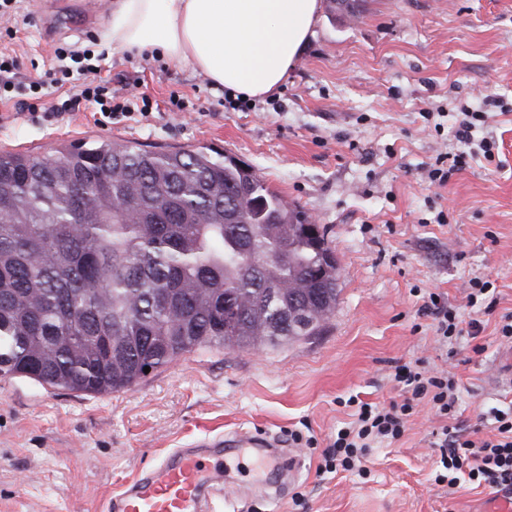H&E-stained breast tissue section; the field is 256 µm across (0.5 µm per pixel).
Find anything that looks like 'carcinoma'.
Instances as JSON below:
<instances>
[{
    "label": "carcinoma",
    "mask_w": 512,
    "mask_h": 512,
    "mask_svg": "<svg viewBox=\"0 0 512 512\" xmlns=\"http://www.w3.org/2000/svg\"><path fill=\"white\" fill-rule=\"evenodd\" d=\"M338 280L324 229L231 155L0 152L1 377L119 392L200 348L317 334Z\"/></svg>",
    "instance_id": "obj_1"
}]
</instances>
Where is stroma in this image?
I'll use <instances>...</instances> for the list:
<instances>
[{"label": "stroma", "instance_id": "obj_1", "mask_svg": "<svg viewBox=\"0 0 512 512\" xmlns=\"http://www.w3.org/2000/svg\"><path fill=\"white\" fill-rule=\"evenodd\" d=\"M111 10L112 0H0L15 33L0 49L23 58L19 84L53 69L55 48H89L113 87L132 93L130 114L103 124L84 107L46 122L0 104V151L53 154L104 138L230 153L325 229L338 303L317 335L261 350L197 349L123 392L83 395L0 377V512H107L173 449L305 426L317 445L294 449L297 473L284 493L275 461L228 456L213 512H487L499 489L434 484L439 421L427 410L399 443L373 450L367 478L321 476L317 466L348 418L346 399L398 398L399 361L456 373L462 418L482 431L490 426L481 413L512 404V390L494 383L505 346L495 327L512 312V113L494 106L512 104V0H365L355 21L321 16L280 88L244 110L225 108L223 90L202 74L108 46ZM465 108L488 113L499 154L434 187L426 171L459 149ZM440 212L447 223H436ZM483 276L497 301L477 313L464 287ZM432 292L463 320H480L478 338L440 349L431 319L417 313ZM298 492L305 507L292 501Z\"/></svg>", "mask_w": 512, "mask_h": 512}]
</instances>
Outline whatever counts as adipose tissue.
I'll return each mask as SVG.
<instances>
[{
	"instance_id": "adipose-tissue-1",
	"label": "adipose tissue",
	"mask_w": 512,
	"mask_h": 512,
	"mask_svg": "<svg viewBox=\"0 0 512 512\" xmlns=\"http://www.w3.org/2000/svg\"><path fill=\"white\" fill-rule=\"evenodd\" d=\"M319 10V0H114L106 39L256 98L286 80L315 34Z\"/></svg>"
}]
</instances>
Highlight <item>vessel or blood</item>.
<instances>
[{
	"label": "vessel or blood",
	"instance_id": "1",
	"mask_svg": "<svg viewBox=\"0 0 512 512\" xmlns=\"http://www.w3.org/2000/svg\"><path fill=\"white\" fill-rule=\"evenodd\" d=\"M278 435L239 432L200 440L198 448H178L135 480L114 501V512H204L219 491L212 471L223 466L225 453L248 448L260 456L281 446Z\"/></svg>",
	"mask_w": 512,
	"mask_h": 512
}]
</instances>
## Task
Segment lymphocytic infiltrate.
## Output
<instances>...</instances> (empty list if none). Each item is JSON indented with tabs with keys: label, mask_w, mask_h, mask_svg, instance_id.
Wrapping results in <instances>:
<instances>
[{
	"label": "lymphocytic infiltrate",
	"mask_w": 512,
	"mask_h": 512,
	"mask_svg": "<svg viewBox=\"0 0 512 512\" xmlns=\"http://www.w3.org/2000/svg\"><path fill=\"white\" fill-rule=\"evenodd\" d=\"M55 56L63 62L59 76L30 82L31 93L42 98L49 96L51 90L62 88L69 82L75 72L83 75L84 81L76 85L70 99L45 108V118L74 111L83 101L95 105L108 119L127 115L128 104L112 96L107 81L100 75V66L94 62L92 50L74 51L59 47ZM486 120V113L464 112L456 132L462 148L454 155L436 157L427 171L431 184L446 186L452 175L465 168L469 158L480 156L486 162H494L495 140L488 136L479 140L473 137L477 124ZM421 311L432 318L440 347L453 345L463 335L459 310L444 294H429ZM393 379L405 392L401 401L381 404L356 396L348 398V405L354 409L352 419L329 439L321 453L318 473L343 471L366 476V462L373 448L398 442L407 430L409 418L417 406L424 403L441 421L433 433V445L440 451L434 478L436 484L454 489L465 477L478 485L512 490V406L489 410L493 432L485 435L480 429L464 426L460 421L457 408L459 382L451 372L404 363L396 366Z\"/></svg>",
	"instance_id": "obj_1"
}]
</instances>
